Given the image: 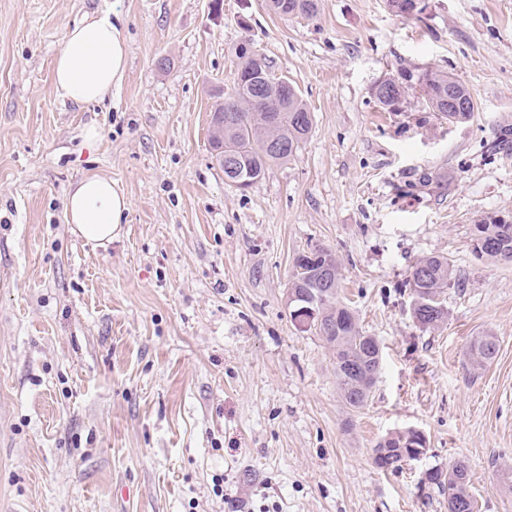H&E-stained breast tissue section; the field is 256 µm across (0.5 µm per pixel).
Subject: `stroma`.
Segmentation results:
<instances>
[{"mask_svg":"<svg viewBox=\"0 0 512 512\" xmlns=\"http://www.w3.org/2000/svg\"><path fill=\"white\" fill-rule=\"evenodd\" d=\"M423 3L318 0L287 21L266 0H0V512H448L425 475L458 459L478 512H512V264L469 246L483 216L512 214V0ZM102 12L121 19L124 77L61 101L65 33ZM247 37L314 124L242 193L208 139ZM426 69L469 89L468 122L416 85L401 111L375 105L376 82ZM92 174L129 202L104 246L64 215ZM316 246L383 348L356 411L285 305ZM425 256L460 281L436 330L411 315ZM485 333L499 349L478 366ZM408 427L424 455L377 469V442ZM317 248H311L309 251H304L298 254L294 259L293 264V273L289 282L287 296H286V306L290 310L291 303L296 299L295 296H291L293 291L298 295H304L307 292L308 288H303V286L297 284V282H304L310 280L316 276V266L313 260V256L315 254V250ZM288 293L290 297L288 298ZM497 351V339L490 334L476 337L470 345L471 358L480 365L491 361L496 356Z\"/></svg>","mask_w":512,"mask_h":512,"instance_id":"35a3bbf8","label":"stroma"}]
</instances>
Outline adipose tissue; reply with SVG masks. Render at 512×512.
Wrapping results in <instances>:
<instances>
[{"label": "adipose tissue", "instance_id": "adipose-tissue-1", "mask_svg": "<svg viewBox=\"0 0 512 512\" xmlns=\"http://www.w3.org/2000/svg\"><path fill=\"white\" fill-rule=\"evenodd\" d=\"M126 66V41L116 18L94 15L66 32L54 63V92L78 104L103 101ZM127 210L128 201L112 180L89 175L69 194L66 218L87 241L108 243L118 237Z\"/></svg>", "mask_w": 512, "mask_h": 512}]
</instances>
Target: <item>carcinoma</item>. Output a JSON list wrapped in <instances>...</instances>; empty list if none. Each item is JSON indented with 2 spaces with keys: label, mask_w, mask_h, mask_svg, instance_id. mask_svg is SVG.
<instances>
[{
  "label": "carcinoma",
  "mask_w": 512,
  "mask_h": 512,
  "mask_svg": "<svg viewBox=\"0 0 512 512\" xmlns=\"http://www.w3.org/2000/svg\"><path fill=\"white\" fill-rule=\"evenodd\" d=\"M269 8L284 20L315 13L317 0H268ZM239 68L234 81V95L224 101L233 109L232 120L224 126V180L244 192L261 181L269 168L295 157L312 132L313 115L294 86L283 81L262 82L255 79L259 70L269 66L266 57L252 50L246 38L235 48ZM411 75L388 77L372 88L374 102L387 112H399L411 88ZM426 107L450 123L469 120L477 110L468 88L445 72L427 69L418 77ZM462 99L461 110L450 112L448 96ZM472 253L480 258L512 263V222L485 216L474 225L470 238ZM314 250L304 251L294 259L288 293L303 295L301 283L316 276ZM413 290L412 316L424 329H436L448 319L441 300L444 290L455 285L453 267L443 256L418 259L410 271ZM339 283H334L322 308V320L312 321L308 331L319 336L333 352L336 379L345 404L359 409L368 400L382 367V347L377 337L366 333L355 312L339 300ZM496 337H476L470 345L474 362L482 365L497 354ZM405 432L398 430L381 438L375 448L374 464L397 470L414 460V448L402 446ZM427 482L448 493V512H471L476 500L470 491L468 465L456 460L448 469L426 473Z\"/></svg>",
  "instance_id": "1"
}]
</instances>
